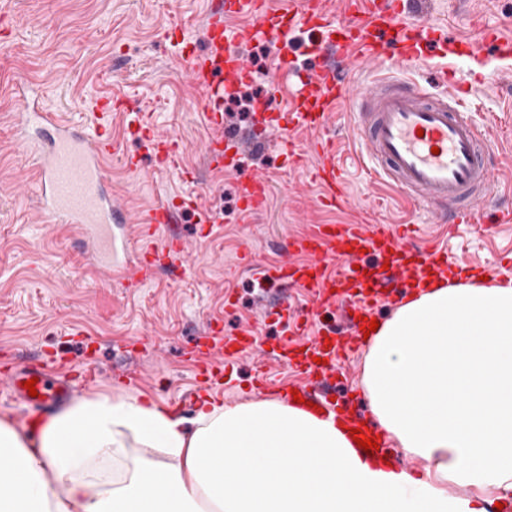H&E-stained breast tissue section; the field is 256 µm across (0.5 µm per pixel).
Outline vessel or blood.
I'll return each instance as SVG.
<instances>
[{"instance_id": "1", "label": "vessel or blood", "mask_w": 512, "mask_h": 512, "mask_svg": "<svg viewBox=\"0 0 512 512\" xmlns=\"http://www.w3.org/2000/svg\"><path fill=\"white\" fill-rule=\"evenodd\" d=\"M347 12L341 20L327 11L325 0H284L276 37L287 40L301 25L319 29L316 51L328 60L307 76L289 103L275 93L258 103L253 143L266 144L276 131L309 133L306 155L314 160L319 205L349 208L336 137L329 132L332 117L345 105L371 174L398 190L411 206L435 212L445 224L511 223V209H490L498 195L492 179L499 144L494 126L472 119L463 86L452 82L447 92L434 93L406 74L415 61L444 43L445 33L400 23L396 0H348ZM268 13V0H214L204 27L203 53L186 55L192 80L206 92L209 103L201 119L213 134L203 145L204 155L210 166L236 174L238 220L243 224L264 209L272 183L248 167L242 141L224 130L225 76L252 81L240 48L266 36ZM237 16L248 17V24L228 30L225 18ZM388 51L399 60L394 72L357 89L346 82L356 65ZM13 100L16 141L38 174L39 210L48 223L68 226L73 240L102 268L147 277L153 269L169 267L171 253L185 248L172 236L163 244L151 243L156 229L177 223L184 209L198 211L200 223H212V215L191 197L157 202L132 217L117 205L104 168L107 156H121L126 169L136 174L143 158L165 170L177 166L180 154L178 139L159 134L132 103L99 97L92 123L81 125L49 109L40 87L26 79L15 82ZM116 106L137 142L136 152L122 151L112 135ZM131 222L142 225V240L131 241L125 234L123 227ZM415 233V225L364 216L352 223L310 225L287 240L280 262L268 264L260 255H247L260 287L303 288L307 303L297 312L288 298L278 299L272 313L281 333L272 339L257 324L228 336H207L192 354L200 375L233 367L243 355L259 354L301 377L298 387L281 389L283 401L298 396L316 404L323 415L334 413L326 387L339 362L364 346V322L377 316L384 295L436 280L448 269L447 251L420 249L413 243ZM330 312L341 314L346 329L314 328V318ZM31 379L36 382L33 397L25 387ZM0 391L34 412L50 414L73 399L78 388L42 364L23 361L0 376Z\"/></svg>"}]
</instances>
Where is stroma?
Wrapping results in <instances>:
<instances>
[{
    "label": "stroma",
    "mask_w": 512,
    "mask_h": 512,
    "mask_svg": "<svg viewBox=\"0 0 512 512\" xmlns=\"http://www.w3.org/2000/svg\"><path fill=\"white\" fill-rule=\"evenodd\" d=\"M209 7L210 0H0V373L15 360L42 357L75 375L96 366L95 380L79 393L83 399L130 386L166 404L194 390L212 394V386L199 383L194 364L183 357L208 326L229 333L257 322L267 336L279 332L278 321L267 315L276 297L261 294L243 263V248L274 263L287 237L311 224L354 221L368 208L392 224L421 225L420 243L447 247L449 262H475L492 280L512 279V266L501 262L512 250V224L489 234L471 224L449 228L407 205L364 166L343 109L335 113L331 130L340 141L338 161L351 208L315 205L309 166L289 167L274 135L265 146L246 148L249 166L275 183L251 226L239 223L234 174L212 169L203 153L212 131L198 114L208 101L192 83L179 45L167 37L182 27L199 38ZM401 8L404 23L440 27L449 36L477 42L480 61L497 78L474 89V116L496 124L512 140V59L499 58L481 39L486 29L512 35V0H403ZM318 38L305 26L284 45L271 37L245 45L242 53L254 76L249 97L276 87L290 95L292 82L275 64L285 54L300 72L315 70ZM20 77L41 86L46 104L75 121L89 120L95 97L123 93L149 113L159 132L182 141V168L193 173V181H185L179 170L161 172L150 164L132 174L112 156L106 167L112 193L128 213L161 194L195 193L216 215L204 230L193 213L175 227L186 242L181 256L186 276L162 271L144 282L132 275L113 277L91 266L70 243L68 227L46 223L32 200L34 171L15 143L11 91ZM228 295L234 300L230 307L224 302ZM363 362L360 354L341 362L333 395L365 413Z\"/></svg>",
    "instance_id": "1"
}]
</instances>
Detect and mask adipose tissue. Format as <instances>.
<instances>
[{
    "label": "adipose tissue",
    "instance_id": "1",
    "mask_svg": "<svg viewBox=\"0 0 512 512\" xmlns=\"http://www.w3.org/2000/svg\"><path fill=\"white\" fill-rule=\"evenodd\" d=\"M362 386L419 476L363 454L344 422L280 400L207 398L189 419L120 393L28 434L1 418L0 512H486L512 500V281L412 293L372 336Z\"/></svg>",
    "mask_w": 512,
    "mask_h": 512
}]
</instances>
